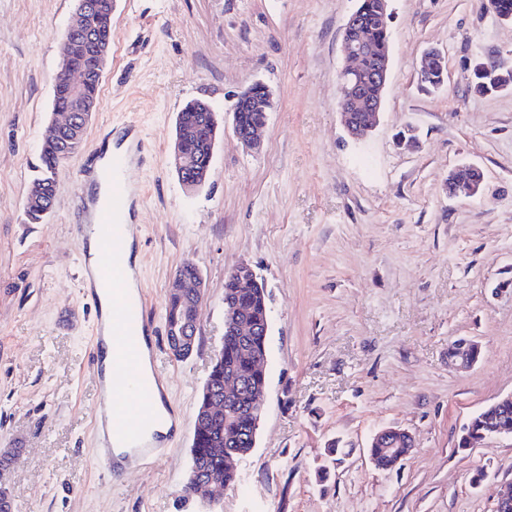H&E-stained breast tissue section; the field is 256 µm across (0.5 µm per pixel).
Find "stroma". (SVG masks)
Instances as JSON below:
<instances>
[{
	"label": "stroma",
	"mask_w": 512,
	"mask_h": 512,
	"mask_svg": "<svg viewBox=\"0 0 512 512\" xmlns=\"http://www.w3.org/2000/svg\"><path fill=\"white\" fill-rule=\"evenodd\" d=\"M358 0H117L98 106L43 223L24 205L54 117L74 0H0V488L17 512H494L512 441L461 451L469 419L512 393V89L472 92L475 56L512 57V25L486 0H392L390 75L377 126L358 140L337 110L341 35ZM446 79H418L428 48ZM274 93L261 147L232 130L188 191L169 155L178 112L223 114L254 82ZM416 139L402 140L404 131ZM132 136L136 280L169 406L182 426L157 459L109 477L96 460L98 305L81 281L90 162ZM484 173L448 196L451 170ZM204 297L193 353L168 346V286L185 261ZM247 263L268 293L264 415L239 481L188 495L194 418L224 341V281ZM478 342L467 369L448 346ZM414 446L374 467L372 435ZM336 444L335 458L327 447ZM480 484H473L475 474ZM372 441L374 444L379 443L382 446V448H379L378 446L374 445L372 448H370V456L375 459L378 465V469L381 470L394 469L402 461H398L395 456L387 454L384 451V448H387L389 451L396 450V452L399 453V458L401 459L408 454L410 448L412 447V437L409 432L397 426L381 429L374 435ZM402 443H405L407 447L394 448L395 446ZM371 461L375 466L374 461L372 459Z\"/></svg>",
	"instance_id": "1"
}]
</instances>
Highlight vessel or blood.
<instances>
[{
    "mask_svg": "<svg viewBox=\"0 0 512 512\" xmlns=\"http://www.w3.org/2000/svg\"><path fill=\"white\" fill-rule=\"evenodd\" d=\"M127 160L124 155L113 154L102 170L108 186V198L97 213L93 224H80L77 234H96L101 242V260L98 275L112 296V360L114 379L112 392L120 399L110 406L112 436L128 440L138 463L148 464L158 456L156 447L141 436V426L153 420L152 401L156 383L143 378L136 370L145 338L147 317L142 294L129 293L124 285L127 272L119 257L127 246L130 226L127 222L128 188L124 179Z\"/></svg>",
    "mask_w": 512,
    "mask_h": 512,
    "instance_id": "b4317fda",
    "label": "vessel or blood"
}]
</instances>
